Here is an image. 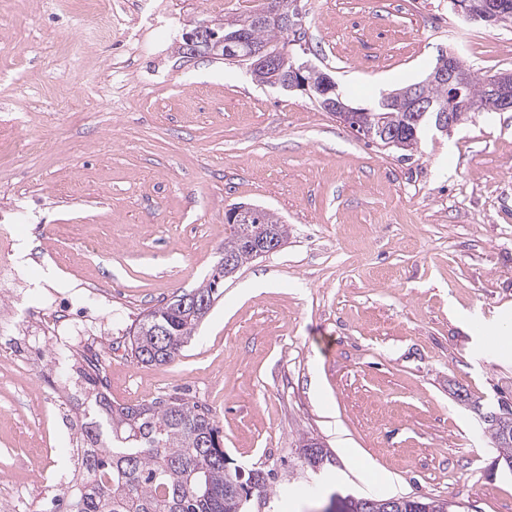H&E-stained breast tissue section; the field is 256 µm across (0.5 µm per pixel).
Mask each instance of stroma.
<instances>
[{
  "label": "stroma",
  "instance_id": "1",
  "mask_svg": "<svg viewBox=\"0 0 512 512\" xmlns=\"http://www.w3.org/2000/svg\"><path fill=\"white\" fill-rule=\"evenodd\" d=\"M136 46L86 0H0V104L31 113L0 146L9 259L0 344V512H68L86 443L84 372L103 355L112 403L179 395L208 409L236 465L272 471L246 512H321L333 494L426 497L512 512V473L480 412L512 400V112L426 133L411 158L357 137L314 97L245 66L180 52L190 22L260 0H126ZM310 59L348 100L423 80L443 50L512 72V24L449 0H302ZM279 215L288 242L244 264L169 365L138 363L129 330L195 288L233 204ZM71 333L63 345L39 323ZM333 464L312 471L300 440ZM60 481L48 500L40 480Z\"/></svg>",
  "mask_w": 512,
  "mask_h": 512
}]
</instances>
